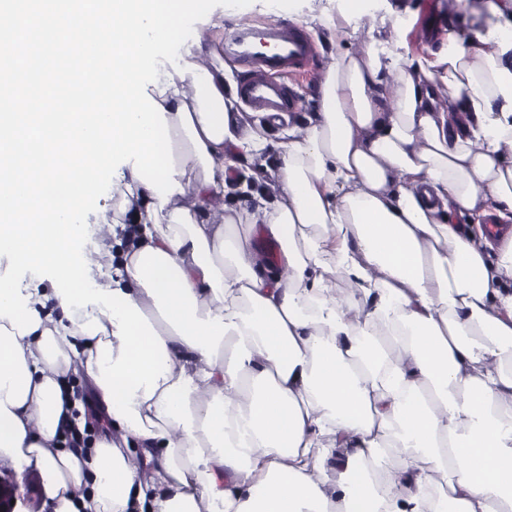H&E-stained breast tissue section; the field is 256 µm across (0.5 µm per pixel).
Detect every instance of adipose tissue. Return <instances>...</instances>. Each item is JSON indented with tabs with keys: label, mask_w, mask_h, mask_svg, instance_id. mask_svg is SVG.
Segmentation results:
<instances>
[{
	"label": "adipose tissue",
	"mask_w": 512,
	"mask_h": 512,
	"mask_svg": "<svg viewBox=\"0 0 512 512\" xmlns=\"http://www.w3.org/2000/svg\"><path fill=\"white\" fill-rule=\"evenodd\" d=\"M482 7L485 29L427 58L371 21L279 142L239 129L223 68L182 46L193 71L148 89L180 190L161 202L123 165L90 224L101 289L169 355L134 399L147 432L105 410L89 451L62 447L86 423L69 378L105 397L110 313L1 277L0 464L38 475L53 512H512V237L457 222H512V0ZM244 162L250 203L227 206Z\"/></svg>",
	"instance_id": "obj_1"
}]
</instances>
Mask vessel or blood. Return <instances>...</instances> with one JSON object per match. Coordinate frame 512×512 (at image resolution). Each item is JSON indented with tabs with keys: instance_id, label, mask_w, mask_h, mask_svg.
I'll return each instance as SVG.
<instances>
[{
	"instance_id": "obj_1",
	"label": "vessel or blood",
	"mask_w": 512,
	"mask_h": 512,
	"mask_svg": "<svg viewBox=\"0 0 512 512\" xmlns=\"http://www.w3.org/2000/svg\"><path fill=\"white\" fill-rule=\"evenodd\" d=\"M221 49L225 60L244 67L237 92L246 111L263 117L295 110V91L286 77L299 71L314 53L302 26L244 18L225 32Z\"/></svg>"
}]
</instances>
